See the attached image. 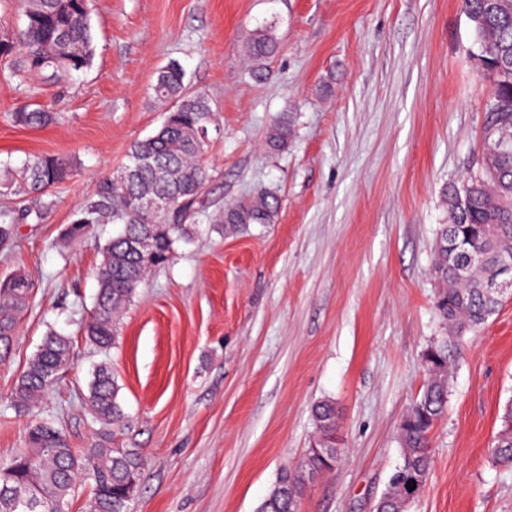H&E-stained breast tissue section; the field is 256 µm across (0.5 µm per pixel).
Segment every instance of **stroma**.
I'll list each match as a JSON object with an SVG mask.
<instances>
[{"label": "stroma", "instance_id": "obj_1", "mask_svg": "<svg viewBox=\"0 0 512 512\" xmlns=\"http://www.w3.org/2000/svg\"><path fill=\"white\" fill-rule=\"evenodd\" d=\"M92 63L45 83L4 79L0 168L27 157L73 158V176L41 200L0 194V211L41 204L0 247V280L32 284L0 359V458L48 419L72 447L98 426L85 405L100 354L81 332L112 225L72 240L62 230L95 184L152 134L151 86L179 62L214 110L205 162L207 212L255 189L276 191L271 224L193 243L139 288L108 360L128 415L116 446L145 457L131 512H257L283 468H299L312 405L338 412L340 461L305 481L299 512H373L400 460L398 427L426 378L423 353L448 329L435 308L432 248L447 191L477 170L491 84L473 61L460 0H91ZM275 23L279 53L255 81L243 40ZM53 119L13 122L22 104ZM287 114V151L263 152ZM73 338L71 366L38 409L11 403L47 328ZM512 399V297L466 333L448 408L431 434L432 468L408 512H512V470L489 445Z\"/></svg>", "mask_w": 512, "mask_h": 512}]
</instances>
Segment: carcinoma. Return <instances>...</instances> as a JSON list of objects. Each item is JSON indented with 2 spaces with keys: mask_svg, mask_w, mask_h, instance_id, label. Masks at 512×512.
Segmentation results:
<instances>
[{
  "mask_svg": "<svg viewBox=\"0 0 512 512\" xmlns=\"http://www.w3.org/2000/svg\"><path fill=\"white\" fill-rule=\"evenodd\" d=\"M25 25L15 41L0 42V55H21L10 77L20 82L31 73L50 80L61 73L88 67L94 46L90 0H69L61 8L58 0H23ZM466 15L472 18L478 66L492 77L486 121L512 131V0H462ZM245 51L252 63L251 77L265 76L266 63L279 51L273 25L252 31ZM155 98L166 106L160 127L130 148L127 163L100 181L75 217L90 222L66 225L64 235L81 237L99 224H115L117 231L102 247L97 267L98 289L93 312L83 325L86 342L101 354L115 347L119 318L136 291L157 268L171 259L174 244H189L197 234L196 218L227 232H238L251 224H272L279 211L276 192L261 188L252 195L210 215L200 209L201 195L208 179L204 157L208 126L213 110L208 95L193 90L185 82L183 67L171 61L157 71L152 87ZM13 120L29 127L43 126L51 120L45 109L17 107ZM291 129L287 115L273 119L266 132L265 148L279 153L288 148ZM72 175V163L64 158L41 156L28 159L16 168L0 169V186L20 188L35 198L64 182ZM154 201L167 206L159 216L146 208ZM448 223L439 225L434 243L432 270L440 285L436 308L442 320L454 325V335L430 343L433 354L425 363L426 381L399 424L401 461L396 471L409 468L425 486L431 471V431L448 406V371L459 341L466 332L485 325L498 304L486 300L477 282L460 277V269L448 262V238L460 243V252L485 251L480 225H493L497 249L512 251V136L500 148L493 167L481 166L462 185L446 197ZM40 212L27 210L19 215L0 212V242L10 240L15 224ZM148 245L138 249L136 241ZM495 249V250H497ZM488 251L489 259L496 258ZM30 296L29 281L15 275L0 281V350L8 352L16 335L21 313ZM71 338L53 328L47 330L38 350L28 359L11 392L14 409L31 413L42 397L68 368ZM121 387L108 362L102 361L91 372L87 401L93 418L100 425L98 439L87 447L72 448L53 421L29 425L25 446L4 463L0 461V512H70L72 497L80 481L93 487L90 501L95 512H127L129 498L141 485L143 456L136 448L112 445V437L126 426L119 401ZM319 448L336 444L338 416L329 400L312 408ZM502 429L490 445L495 465L512 469V400L503 407ZM330 471L324 460L309 454L300 470L283 472L261 503L258 512H295L297 498L283 494L287 488L299 492L302 472ZM411 499L406 486L388 482L374 512H394L407 507Z\"/></svg>",
  "mask_w": 512,
  "mask_h": 512,
  "instance_id": "carcinoma-1",
  "label": "carcinoma"
}]
</instances>
